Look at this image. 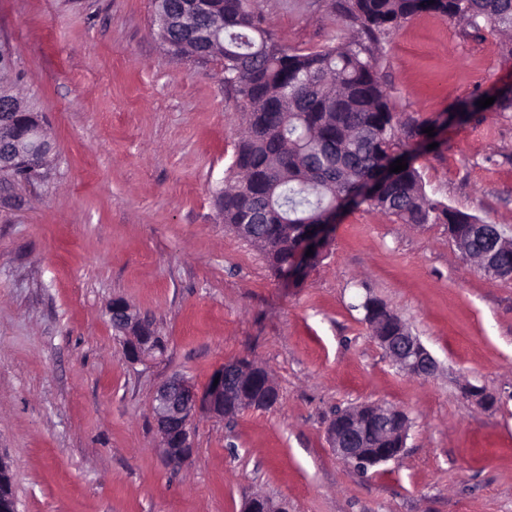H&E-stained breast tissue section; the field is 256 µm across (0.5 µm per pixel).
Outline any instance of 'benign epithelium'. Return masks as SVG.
Instances as JSON below:
<instances>
[{
  "label": "benign epithelium",
  "instance_id": "1",
  "mask_svg": "<svg viewBox=\"0 0 512 512\" xmlns=\"http://www.w3.org/2000/svg\"><path fill=\"white\" fill-rule=\"evenodd\" d=\"M159 20L168 26L169 31L178 33L185 41L197 47L201 46V39L208 36L210 16L201 0H191L176 11L167 5L160 12ZM0 112L13 113L25 121L34 137L29 145L20 146L11 136L10 126L0 123V173L18 163L33 170L42 169L52 152V144L45 134L40 114H22L17 111L16 103L10 99H0ZM335 216L336 213L329 211L325 214L323 223L313 226L312 234L294 254L293 267L301 268L305 265L309 247H314L316 251L322 249L334 226ZM108 313L112 328L125 336L138 334L145 328L146 322L136 308L125 300L112 301ZM375 340L401 371L420 377L431 376L436 371L435 359L407 327L400 328L393 336L377 335ZM215 377L218 378V383H209L201 393L184 376H174L156 389L152 411L164 438L166 455L170 461L182 460L190 453V424L198 412L205 410L217 417L224 415V396L237 395L244 399L251 393L255 383V378L237 363L224 365L216 372ZM359 411L358 406L344 410L349 424L347 431H328L329 444L336 456L348 464L365 463L370 467L397 458L405 445L407 430L401 431L399 447L374 448L364 435ZM399 412L400 409L384 403L372 405L373 422L380 435L391 433ZM243 512H284V508L265 497L251 498L245 503Z\"/></svg>",
  "mask_w": 512,
  "mask_h": 512
}]
</instances>
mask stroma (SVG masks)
<instances>
[{"mask_svg": "<svg viewBox=\"0 0 512 512\" xmlns=\"http://www.w3.org/2000/svg\"><path fill=\"white\" fill-rule=\"evenodd\" d=\"M275 40L335 43L336 0H258ZM21 97L55 152L46 178L0 183V456L17 512H512V278L465 259L447 225L368 204L342 211L301 282L276 276L224 223L216 196L244 125L216 58L174 54L152 0H0ZM378 70L400 122L435 121L413 147L427 195L512 227V40L425 13L382 40ZM163 337L133 362L112 300ZM383 302L437 362L399 371L364 319ZM248 358L271 409L201 412L172 465L152 414L175 375L205 389ZM482 389L473 397L469 387ZM384 402L409 418L398 459L359 474L333 453L335 410Z\"/></svg>", "mask_w": 512, "mask_h": 512, "instance_id": "stroma-1", "label": "stroma"}]
</instances>
